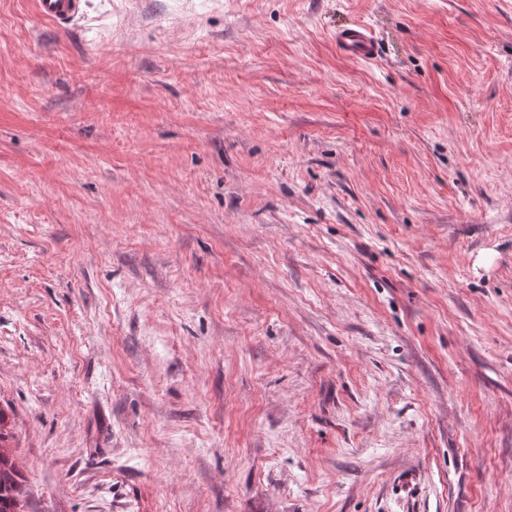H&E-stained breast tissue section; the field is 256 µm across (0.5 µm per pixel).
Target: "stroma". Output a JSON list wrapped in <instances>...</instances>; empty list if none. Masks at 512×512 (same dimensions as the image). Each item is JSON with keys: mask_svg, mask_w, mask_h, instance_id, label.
I'll return each mask as SVG.
<instances>
[{"mask_svg": "<svg viewBox=\"0 0 512 512\" xmlns=\"http://www.w3.org/2000/svg\"><path fill=\"white\" fill-rule=\"evenodd\" d=\"M0 410L23 512H512V0H0ZM84 0H36L38 14L59 30L69 29L84 15ZM336 46L342 53L361 59L370 58L374 53V41L363 26L353 24L336 31Z\"/></svg>", "mask_w": 512, "mask_h": 512, "instance_id": "stroma-1", "label": "stroma"}]
</instances>
